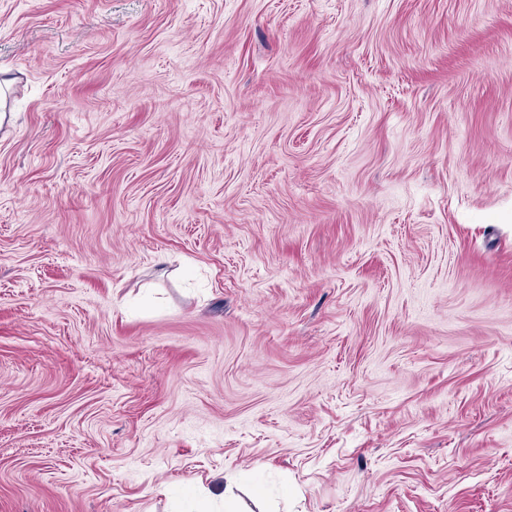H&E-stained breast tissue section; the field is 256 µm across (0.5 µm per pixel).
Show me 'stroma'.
<instances>
[{
  "instance_id": "stroma-1",
  "label": "stroma",
  "mask_w": 512,
  "mask_h": 512,
  "mask_svg": "<svg viewBox=\"0 0 512 512\" xmlns=\"http://www.w3.org/2000/svg\"><path fill=\"white\" fill-rule=\"evenodd\" d=\"M1 77L0 512H512V0H0Z\"/></svg>"
}]
</instances>
